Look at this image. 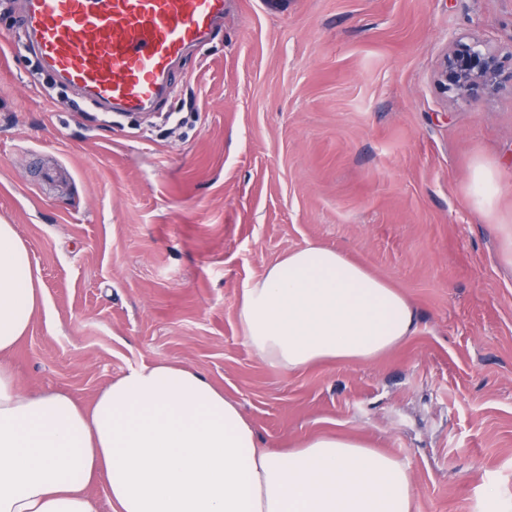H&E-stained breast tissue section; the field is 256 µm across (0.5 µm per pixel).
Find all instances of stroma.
<instances>
[{
	"label": "stroma",
	"instance_id": "obj_1",
	"mask_svg": "<svg viewBox=\"0 0 512 512\" xmlns=\"http://www.w3.org/2000/svg\"><path fill=\"white\" fill-rule=\"evenodd\" d=\"M16 18L0 8V221L43 289L9 357L23 390L88 405L164 359L223 386L262 447L341 434L408 464L413 512H512V92L436 86L460 35L512 51V0H226L148 118L33 77ZM42 160L72 180L43 185ZM309 243L386 277L415 334L369 362L254 355L242 292ZM496 181L493 176L482 168L473 172L470 196L472 203L480 210L490 209L497 195Z\"/></svg>",
	"mask_w": 512,
	"mask_h": 512
}]
</instances>
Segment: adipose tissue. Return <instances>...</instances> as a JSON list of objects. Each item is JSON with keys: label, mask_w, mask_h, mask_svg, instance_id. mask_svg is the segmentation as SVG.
<instances>
[{"label": "adipose tissue", "mask_w": 512, "mask_h": 512, "mask_svg": "<svg viewBox=\"0 0 512 512\" xmlns=\"http://www.w3.org/2000/svg\"><path fill=\"white\" fill-rule=\"evenodd\" d=\"M38 281L15 226L0 224V512H96L86 489L98 481L114 512H411L404 461L339 435L260 447L223 388L166 360L113 380L87 409L22 392L7 357L31 330ZM238 319L254 353L288 370L369 361L415 331L386 278L313 243L244 289Z\"/></svg>", "instance_id": "1"}]
</instances>
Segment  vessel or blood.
Instances as JSON below:
<instances>
[{
  "instance_id": "1",
  "label": "vessel or blood",
  "mask_w": 512,
  "mask_h": 512,
  "mask_svg": "<svg viewBox=\"0 0 512 512\" xmlns=\"http://www.w3.org/2000/svg\"><path fill=\"white\" fill-rule=\"evenodd\" d=\"M225 0H22L20 28L43 69L105 112H146L176 62L224 21Z\"/></svg>"
}]
</instances>
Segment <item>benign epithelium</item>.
Segmentation results:
<instances>
[{"label": "benign epithelium", "mask_w": 512, "mask_h": 512, "mask_svg": "<svg viewBox=\"0 0 512 512\" xmlns=\"http://www.w3.org/2000/svg\"><path fill=\"white\" fill-rule=\"evenodd\" d=\"M512 83V54L502 56L477 37L456 39L441 63L438 85L443 93L470 100Z\"/></svg>", "instance_id": "benign-epithelium-1"}]
</instances>
